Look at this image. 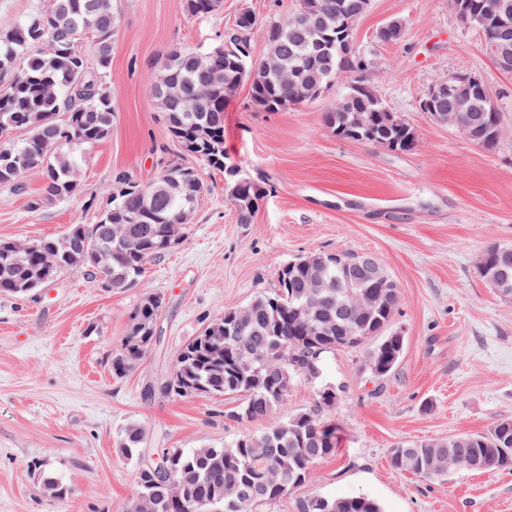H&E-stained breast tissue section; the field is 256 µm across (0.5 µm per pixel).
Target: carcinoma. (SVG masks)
<instances>
[{"mask_svg":"<svg viewBox=\"0 0 512 512\" xmlns=\"http://www.w3.org/2000/svg\"><path fill=\"white\" fill-rule=\"evenodd\" d=\"M370 0H299V8L286 21L267 31L268 57L288 69V81L247 57L242 68L224 53L225 42L238 52H251L249 35L256 19H245L224 34L214 55L192 57L188 48L171 50L157 68L152 84L156 106L172 139L188 159L170 168L160 167L156 180L140 183L120 171L112 179L110 207L94 224H72L58 237L29 241L0 239V296H24L69 270L82 268L91 282L103 288L127 290L143 286L146 266L169 253L170 225L187 234L196 205L207 191L194 162L225 174L234 166L224 155V109L230 96L249 85L253 105L279 112L318 98L330 79L346 64L363 70L368 62L346 51L345 32L364 15ZM215 0H183L190 17L215 10ZM315 13L319 27L307 32L297 23L305 13ZM118 19L112 0H54L52 14L31 12L19 26L0 31V74L9 77L0 87V130L25 129L26 139L0 143V185L25 190L24 174L42 177L32 207L72 197L80 192L81 158L66 150L92 145L109 137L113 109L105 77L112 66V47ZM89 38L91 53L80 40ZM221 68L224 81L207 87L211 70ZM208 92H203L204 88ZM385 110L374 92L353 80L346 92L324 112L327 128L336 136L385 145L395 151L416 147L413 130L372 127L371 115ZM473 143L491 148L483 129L501 114L489 111L479 95L471 100ZM238 220L250 223L264 196L254 182L237 191L227 187ZM499 246L487 248L488 274L504 270L511 287L500 294L512 299V265L497 264ZM164 298L148 294L134 313L131 335L122 353L112 359V370L123 375L141 359L154 339L155 324ZM399 293L372 281L358 288L345 285L344 271L333 259L321 268L301 263L292 271L279 270L275 288L244 309L245 319L233 309L208 322L204 330L180 351L172 380L159 390L177 398L229 396L238 400L227 417L239 422L262 419L266 429L245 430L224 446L158 448L143 456L144 428L125 430L121 453L137 461L136 494L130 512H258L271 510L309 481L314 467L336 453V428L322 422L320 414L333 406L334 396L314 392V405L300 413L305 423L291 430L292 418L275 416L298 380L314 379L308 359L316 344L346 342L360 346L386 332L398 307ZM390 466L433 480L452 471L484 472L512 467V419L496 422L484 433L462 434L446 441L401 443L391 449ZM235 483L254 487L256 493L230 503L225 487ZM44 493L62 500L69 488L53 479L42 480ZM296 512H379L361 497L329 499L308 496L295 500Z\"/></svg>","mask_w":512,"mask_h":512,"instance_id":"1","label":"carcinoma"}]
</instances>
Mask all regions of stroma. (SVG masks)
Masks as SVG:
<instances>
[{"instance_id":"1","label":"stroma","mask_w":512,"mask_h":512,"mask_svg":"<svg viewBox=\"0 0 512 512\" xmlns=\"http://www.w3.org/2000/svg\"><path fill=\"white\" fill-rule=\"evenodd\" d=\"M182 2L113 0L120 24L107 77L112 132L82 148L74 197L31 208L41 186L33 172L26 193L0 186V238L56 236L95 223L115 172L155 180L159 157L182 154L152 94L157 62L177 47H214L245 10L258 19L250 41L261 61L266 24L298 7L297 0H224L220 11L190 18ZM393 20L402 38L382 41L380 30ZM353 42L369 67L340 74L318 99L263 112L243 85L228 101L224 152L265 190L251 223L239 222L223 176L206 171L209 191L187 238L149 264L144 288H98L74 269L28 297L0 296V512H128L136 463L122 456L120 437L132 424L146 430L151 449L231 442L244 428L226 417L235 399H175L149 387L207 322L274 288L288 261L339 250L375 256L396 283L390 329L404 336L405 349L383 377L367 366L369 344L326 357L322 379L339 395L322 419L335 425L338 448L299 496H364L382 512H512V470L427 481L389 464L398 443L512 419V301L477 267L488 247H512V74L496 67L481 30L460 21L452 0H370ZM455 72L492 91L502 114L494 148L422 112L430 89ZM356 78L413 129V151L343 139L325 127L324 112ZM148 292L165 298L156 340L132 370L115 375L112 359ZM48 476L69 486L67 499L41 492Z\"/></svg>"}]
</instances>
